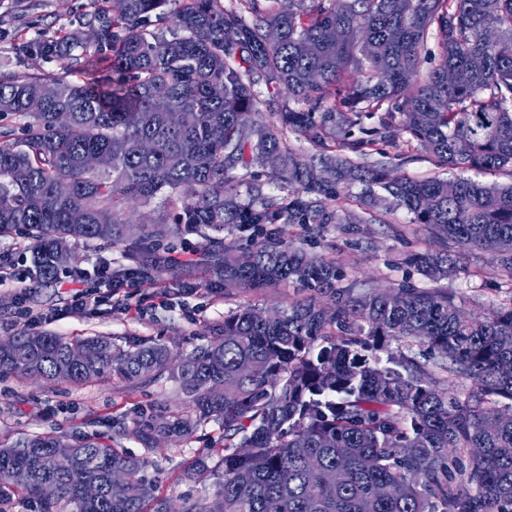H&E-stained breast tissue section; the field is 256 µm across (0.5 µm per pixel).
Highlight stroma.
Returning a JSON list of instances; mask_svg holds the SVG:
<instances>
[{
	"instance_id": "35a3bbf8",
	"label": "stroma",
	"mask_w": 512,
	"mask_h": 512,
	"mask_svg": "<svg viewBox=\"0 0 512 512\" xmlns=\"http://www.w3.org/2000/svg\"><path fill=\"white\" fill-rule=\"evenodd\" d=\"M91 9L90 0H0V69L14 67L13 44L45 27L69 29ZM360 163L383 164L394 177L449 175L448 169L435 165L419 144L404 139L386 154H371ZM337 204L356 212L373 209L377 220L365 225L359 236L344 234L334 224L325 225L314 235L296 224L282 225L281 230L285 238L304 242L308 252L333 258L344 275L345 286L362 292L386 288L407 277L418 287L449 292L470 312L512 305V279L492 273L490 253H459L456 271L440 281L405 264L407 253L435 252L442 250L443 244L430 235L415 234L412 214L393 203L384 190L378 188L369 195L363 183L344 184L339 188ZM203 245V239L194 233L172 238L164 249L166 271L150 281L139 278L127 282L122 301L116 302L105 297L108 284L100 268L106 263L113 273L121 274L133 269V262L121 246L109 241L75 244V270L84 287L96 290L105 300L85 316L67 317L62 313L71 291L67 277L60 273L47 282L27 278L29 240L19 235L1 236L0 256L10 259L15 275L0 282V339L24 330L25 314L30 311L41 316V331L71 340L100 335L127 349L140 343H160L186 353L207 343L211 329L221 324L229 311L248 305L282 310L301 298V290L290 283L263 291L239 289L230 295L212 288L213 278L199 262ZM183 407L178 384L165 379L136 387L104 376L73 385L5 373L0 375V443L49 431L70 438L97 433L108 436L112 446L145 455L134 434L135 421L154 410ZM222 436L221 425L212 422L189 439L147 455V480L177 505L187 497L213 498L217 477L189 481L182 474L200 452L218 447Z\"/></svg>"
}]
</instances>
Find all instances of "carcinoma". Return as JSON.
I'll return each mask as SVG.
<instances>
[{
	"label": "carcinoma",
	"instance_id": "carcinoma-1",
	"mask_svg": "<svg viewBox=\"0 0 512 512\" xmlns=\"http://www.w3.org/2000/svg\"><path fill=\"white\" fill-rule=\"evenodd\" d=\"M104 2L63 34L41 29L17 48L18 68L0 70V236L31 240V276L48 281L73 264V244L97 240L127 247L150 278L161 241L199 232V261L224 290L288 282L312 294L275 320L256 307L227 314L184 354L20 331L0 342V372L73 384L113 375L133 386L168 376L187 410L144 415L135 435L155 450L221 424V454L197 456L184 476L220 472L224 512H267L271 501L279 512H512V307L461 320L454 298L407 281L356 293L338 285L331 258L272 230L340 224L357 234L376 216L334 208L337 184L375 183L418 233L463 251L499 241L494 269L512 278V184L392 177L343 155L381 154L405 134L450 169L512 171V0H299L286 13L277 0H245L242 11L215 0ZM431 32L440 60L423 74ZM33 58L61 71H33ZM283 93L297 107L280 105ZM173 112L184 122L173 124ZM288 133L314 156L303 158ZM89 154L95 170L84 167ZM272 159L270 178L288 195L242 200L229 173ZM165 189L178 214L157 215L128 241L130 203ZM231 228L254 230L249 244L226 238ZM406 261L436 279L455 269L446 252ZM75 346L94 357L68 362ZM414 346L441 358L448 380ZM146 466L94 437L30 435L0 446V500L21 492L39 512H170ZM113 470L126 476L116 497ZM89 483L98 498L84 495Z\"/></svg>",
	"mask_w": 512,
	"mask_h": 512
}]
</instances>
